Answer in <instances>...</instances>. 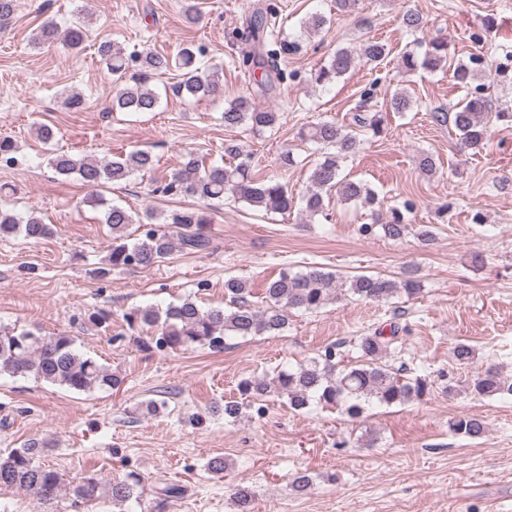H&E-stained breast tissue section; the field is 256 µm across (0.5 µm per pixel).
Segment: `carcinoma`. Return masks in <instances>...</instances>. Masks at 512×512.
<instances>
[{
  "mask_svg": "<svg viewBox=\"0 0 512 512\" xmlns=\"http://www.w3.org/2000/svg\"><path fill=\"white\" fill-rule=\"evenodd\" d=\"M278 11L275 0H263L246 20L243 35L250 43V50L243 56L242 64L249 75L254 76L259 71L261 76L255 79L254 96L237 97L224 106L227 129L243 128L260 135L274 128L279 120V113L254 102L256 97L277 98L294 78V74L279 65L287 45L275 35ZM85 39L86 29L82 25L61 30L50 22L41 26L34 44L61 40L75 49ZM98 54L108 70L124 80L123 87L112 99L114 111H156L161 95L152 82L173 66L181 71L180 81L172 87L176 95L199 99L217 91L218 72L195 65L196 54L188 48L182 49L176 59L160 53L134 57L126 54L117 43L104 40L98 45ZM388 55L387 45L373 39L364 41L356 54L339 48L314 73L313 80L317 85H330L358 65H380ZM447 60L448 42L433 39L422 52L414 49L404 52L401 67L407 74L418 70L432 72L444 68ZM484 63V59L475 56L453 69L454 80L467 89V97L453 107V124L463 145L475 152L484 148L492 122L512 119L511 112L487 110L486 85L479 82ZM375 95L373 86L363 92L362 105L353 113L349 124L323 120L302 134L303 139L324 150V156L312 169L310 189L301 198L303 211L309 216L324 214V197L333 193L344 203L355 202L367 207L378 203V193L369 184L341 176L340 169V160L358 152L363 136L377 137L385 131L383 113L365 108ZM412 107L413 101L404 90L398 88L391 93V111L408 112ZM224 154L230 157L229 162L208 166L199 155L186 153L179 170L156 185L153 193L192 196L204 204L232 196L256 210L274 213L293 208L295 197L288 186L273 176L256 174L252 154L243 145L230 142L224 145ZM52 165L61 176L74 175L89 187H99L125 180L135 173L152 172L156 157L144 149H135L105 162L61 154L52 160ZM91 201L103 207L102 223L108 225L112 233L107 266L97 269L100 277L113 270L150 268L177 248L189 253H207L213 248V240L206 230L207 218L199 208L160 213L147 210L139 215L120 205H109L101 198L93 197ZM414 210L415 202L406 199L391 210L385 221L377 225L363 224L360 231L368 235L377 227L384 237L398 240L408 232V216ZM50 232V225L32 212L21 216L0 209L1 240L21 235L37 241ZM336 279V274L320 267L297 272L284 268L265 283L264 304L257 307L249 300L251 289L247 282L231 277L224 281V293L229 297V304L224 307L203 309L185 299L164 310L155 306L133 308L123 314V319L134 333L152 330L151 336L139 339L140 348L145 351L195 344L221 351L230 336L245 339L284 332L292 311L316 312L338 298L339 289L361 300L378 302L401 294L413 296L422 289L421 281L412 277L396 281L380 275L358 274L342 279L338 289ZM350 347L359 354V360L348 368L336 370L337 346L334 345L295 369L280 368L271 376L244 378L238 385L239 392L256 400L274 395L286 400L294 411L313 405L333 406L353 420L362 417L365 405L370 402L385 407L401 406L430 394L432 385L427 376H407L405 369L389 364V359L397 358L400 353L397 329H391L388 336L377 329L358 337ZM3 373L13 377L32 376L78 393L95 388L112 390L122 383L118 375L97 359L78 352L72 337L43 336L28 329H0V375ZM463 391L477 398L512 395V377L496 367H489L468 381ZM450 429L457 435L475 439L484 435L486 423L475 415H461L451 422ZM45 448L46 444L31 440L19 448L0 452V488L26 490L40 512H49V505L63 487L62 475L39 461ZM143 493L144 479L134 473L108 483L102 482L96 473L87 474L69 491L74 512H85L86 506L102 498L117 512H124L125 505L132 500L139 501ZM252 497L250 489L234 487L232 498L238 512H250Z\"/></svg>",
  "mask_w": 512,
  "mask_h": 512,
  "instance_id": "carcinoma-1",
  "label": "carcinoma"
}]
</instances>
